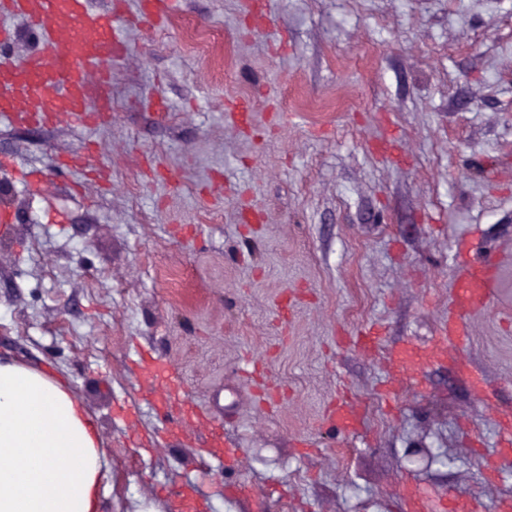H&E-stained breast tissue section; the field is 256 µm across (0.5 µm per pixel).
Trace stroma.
<instances>
[{
  "label": "stroma",
  "mask_w": 512,
  "mask_h": 512,
  "mask_svg": "<svg viewBox=\"0 0 512 512\" xmlns=\"http://www.w3.org/2000/svg\"><path fill=\"white\" fill-rule=\"evenodd\" d=\"M124 37L108 124L0 126L28 205L0 224V355L84 405L100 512H254L225 493L241 481L268 512L512 503V0H182ZM86 143L111 187L29 191ZM488 255L497 301L425 357L459 267ZM375 329L374 356L343 342ZM153 361L194 417L160 415ZM343 390L354 434L323 425ZM218 421L234 459L206 443ZM411 448L449 462L407 466Z\"/></svg>",
  "instance_id": "35a3bbf8"
}]
</instances>
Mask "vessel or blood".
Instances as JSON below:
<instances>
[{"label":"vessel or blood","mask_w":512,"mask_h":512,"mask_svg":"<svg viewBox=\"0 0 512 512\" xmlns=\"http://www.w3.org/2000/svg\"><path fill=\"white\" fill-rule=\"evenodd\" d=\"M181 0H146L142 13L127 16L120 4L98 8L93 0H0L1 18H18L36 37L24 59L7 51L15 28L0 23V125L37 123L50 126L67 120L70 127L100 125L112 110V63L127 51L121 25L134 21L151 31L157 19L176 14ZM80 152L60 159L68 170L90 169L108 181L109 167L86 165ZM493 257L465 264L457 277L454 306L434 338V350L446 344H466L473 313L486 309L495 294ZM328 427L349 433L363 426V415L349 401L333 402L326 414Z\"/></svg>","instance_id":"vessel-or-blood-1"}]
</instances>
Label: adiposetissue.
<instances>
[{"label":"adipose tissue","mask_w":512,"mask_h":512,"mask_svg":"<svg viewBox=\"0 0 512 512\" xmlns=\"http://www.w3.org/2000/svg\"><path fill=\"white\" fill-rule=\"evenodd\" d=\"M99 436L70 386L0 360V512H97Z\"/></svg>","instance_id":"1"}]
</instances>
